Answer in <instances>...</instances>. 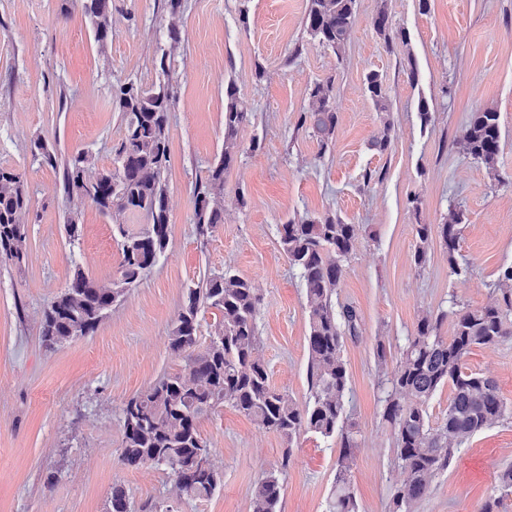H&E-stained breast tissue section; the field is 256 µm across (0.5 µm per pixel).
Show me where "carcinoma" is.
Listing matches in <instances>:
<instances>
[{"label":"carcinoma","instance_id":"carcinoma-1","mask_svg":"<svg viewBox=\"0 0 512 512\" xmlns=\"http://www.w3.org/2000/svg\"><path fill=\"white\" fill-rule=\"evenodd\" d=\"M78 1L93 22L96 41H108L112 0H71ZM356 5L357 0H308L306 26L312 38L335 52L341 50L351 36ZM373 28L388 46L407 42L406 32L392 27L383 6L373 17ZM168 57L165 51L159 59V69L166 77L163 82L151 88L127 83L113 93V105L124 119V133L114 149V167L92 172L94 157L84 150L64 162L62 185L67 198L89 202L103 214L141 213L147 224L136 233L117 225L123 239L122 262L110 284L97 283L79 265H73L66 287L45 312L42 335L49 346L94 333L112 307L151 272L167 250L170 220L163 181L170 158L169 114L178 102ZM366 82L377 111H389L380 75L370 72ZM334 84L332 77L315 82L308 108L298 117V125L310 127L323 150L332 144L336 128ZM224 97V150L209 168L206 182L195 189L194 224L203 238L224 223V174L243 153L238 135L252 117L234 84H227ZM501 140L500 115L486 109L472 113L458 144L467 157L494 177ZM32 151L48 165L57 166L55 152L46 141H34ZM27 206L20 175L0 166V263L19 264L26 257ZM461 223L460 215L455 214L444 224L414 225L419 240L415 265L424 264L436 235L452 273L462 275L465 269L457 258ZM82 224V211L69 210L65 230L70 239L79 237ZM277 233L282 251L306 290L309 403L301 407L287 392L272 387L260 354L259 296L247 279L227 269L188 288L184 295L168 347L186 355L185 366L125 402L120 457L132 467H163L188 497L207 499L222 487L223 477L211 463V449L198 422L215 408L230 405L288 441L303 429L324 438L341 435L330 510L357 512L348 482L357 442L347 428L343 345L345 335H356L358 318L353 309L338 310L333 303L344 262L356 244V225L328 215L289 220L278 226ZM494 290L501 297L483 307L459 309L453 303L446 313L423 314L407 337L384 398L383 418L393 430L396 458L404 474L392 492V512H414L416 504L428 495L431 478L448 467L453 450L498 424L508 411L492 377L463 371L474 348H492L512 338V264L498 268ZM205 307L221 311L223 320L200 349L198 314ZM448 317L453 332L444 336L441 325ZM445 384L452 392L448 414L434 427L429 423L428 405ZM289 458L287 450L280 468L260 480L251 512H280ZM106 512H131V495L125 486L112 485Z\"/></svg>","mask_w":512,"mask_h":512}]
</instances>
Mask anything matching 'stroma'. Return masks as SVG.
<instances>
[{
	"label": "stroma",
	"mask_w": 512,
	"mask_h": 512,
	"mask_svg": "<svg viewBox=\"0 0 512 512\" xmlns=\"http://www.w3.org/2000/svg\"><path fill=\"white\" fill-rule=\"evenodd\" d=\"M62 4L0 0V165L23 178L29 230L26 261L0 264V512H104L116 483L130 490L132 512H251L256 484L283 463L281 512H328L339 438L303 430L289 442L228 405L199 421L224 478L211 498H189L166 471L120 460L124 403L184 365L168 342L186 289L227 269L261 297L260 350L272 386L307 405V298L277 226L325 215L358 227L335 297L359 320L358 336L344 340L345 408L357 442L351 486L358 512H390L403 474L383 398L406 338L422 313L452 301L469 308L491 302L498 266L512 263V0H429L424 12L418 0H357L352 35L339 53L307 34V0H184L174 16L164 0H112L104 44L78 6L65 12ZM382 5L408 43L389 47L376 34L372 18ZM171 26L182 42L169 62L179 102L169 121L168 248L93 335L46 347L44 311L72 264L110 283L122 260L117 224L134 232L146 219L126 214L116 224L85 202L82 233L70 240L64 217L73 203L60 191L61 172L31 145L44 139L62 160L85 150L96 168L111 167L124 131L113 91L159 82ZM372 71L387 92L388 113L377 111L366 90ZM330 76L336 132L324 150L297 116L314 83ZM230 82L252 118L239 133L246 150L224 176V222L202 238L193 224L194 189L224 146ZM422 99L431 109L426 124L417 110ZM489 108L499 112L502 130L493 176L457 144L471 114ZM387 123L391 143L380 153L371 143ZM255 138L261 147L252 152ZM241 196L246 205L238 204ZM455 214L462 217L458 259L468 274L451 273L437 241L415 266V225ZM464 369L493 377L512 405V340L474 349ZM509 465L512 415L455 449L415 512H481L493 497L499 512H512V493L498 486Z\"/></svg>",
	"instance_id": "obj_1"
}]
</instances>
